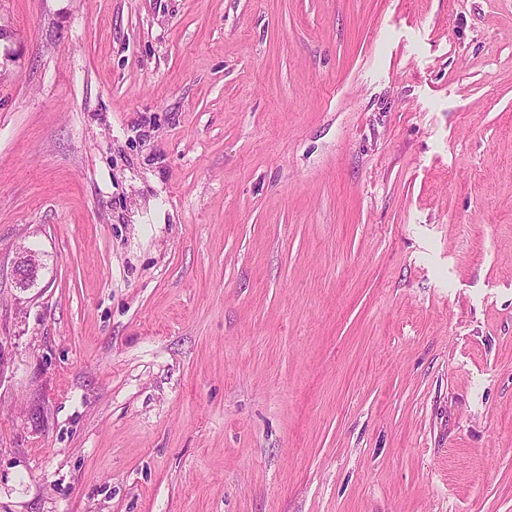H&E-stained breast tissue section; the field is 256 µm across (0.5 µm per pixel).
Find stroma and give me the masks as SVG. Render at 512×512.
<instances>
[{"label":"stroma","mask_w":512,"mask_h":512,"mask_svg":"<svg viewBox=\"0 0 512 512\" xmlns=\"http://www.w3.org/2000/svg\"><path fill=\"white\" fill-rule=\"evenodd\" d=\"M0 342V512H512V0H0Z\"/></svg>","instance_id":"35a3bbf8"}]
</instances>
